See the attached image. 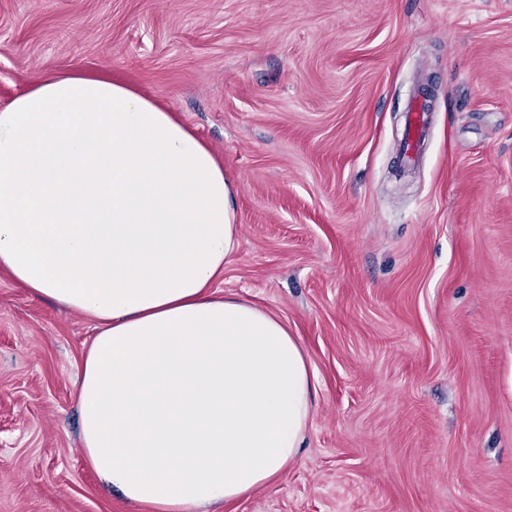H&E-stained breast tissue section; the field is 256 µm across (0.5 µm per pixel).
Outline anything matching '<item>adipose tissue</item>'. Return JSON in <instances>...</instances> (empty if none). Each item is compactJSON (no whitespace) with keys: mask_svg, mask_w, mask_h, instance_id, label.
I'll return each mask as SVG.
<instances>
[{"mask_svg":"<svg viewBox=\"0 0 512 512\" xmlns=\"http://www.w3.org/2000/svg\"><path fill=\"white\" fill-rule=\"evenodd\" d=\"M235 196L213 148L128 84L75 69L0 108V268L94 321L82 452L150 512L268 485L312 418L300 341L212 291L238 248Z\"/></svg>","mask_w":512,"mask_h":512,"instance_id":"adipose-tissue-1","label":"adipose tissue"}]
</instances>
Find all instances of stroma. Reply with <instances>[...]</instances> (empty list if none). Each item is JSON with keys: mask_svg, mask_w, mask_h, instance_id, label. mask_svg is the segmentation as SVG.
<instances>
[{"mask_svg": "<svg viewBox=\"0 0 512 512\" xmlns=\"http://www.w3.org/2000/svg\"><path fill=\"white\" fill-rule=\"evenodd\" d=\"M74 64L212 145L240 226L213 288L316 378L297 462L207 512H512V0H0V107ZM92 334L0 272V512H138L81 451ZM425 89H420L410 101L406 133L397 145V153L413 165L419 158L418 144L425 138L428 112L424 106Z\"/></svg>", "mask_w": 512, "mask_h": 512, "instance_id": "1", "label": "stroma"}]
</instances>
